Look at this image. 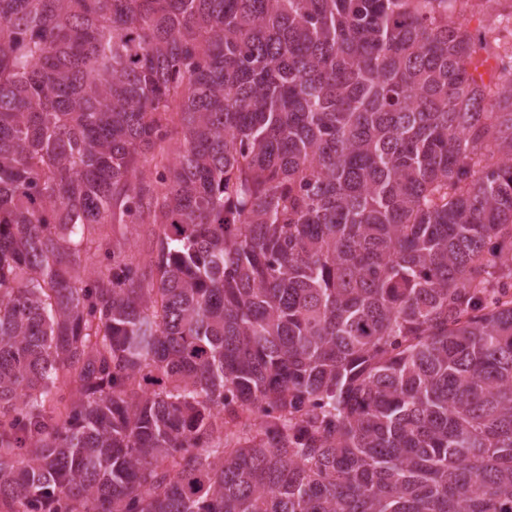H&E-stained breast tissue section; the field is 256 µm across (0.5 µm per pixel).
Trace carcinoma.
Instances as JSON below:
<instances>
[{
    "label": "carcinoma",
    "instance_id": "carcinoma-1",
    "mask_svg": "<svg viewBox=\"0 0 512 512\" xmlns=\"http://www.w3.org/2000/svg\"><path fill=\"white\" fill-rule=\"evenodd\" d=\"M469 2L0 0V512H512V53ZM102 231L111 249L122 250L141 265L149 263L156 247V224H106Z\"/></svg>",
    "mask_w": 512,
    "mask_h": 512
}]
</instances>
